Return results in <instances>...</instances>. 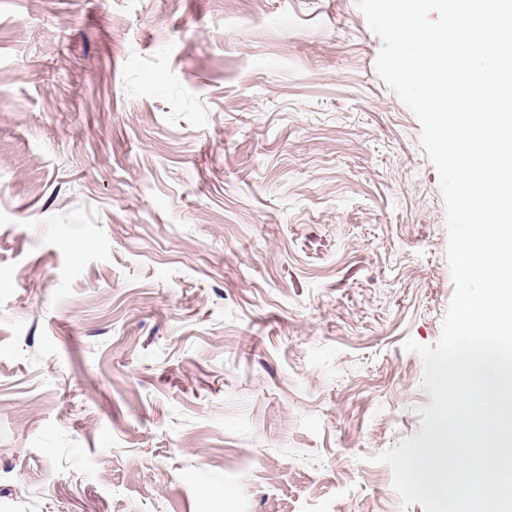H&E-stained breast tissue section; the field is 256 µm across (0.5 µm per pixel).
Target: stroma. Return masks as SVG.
<instances>
[{
	"instance_id": "1",
	"label": "stroma",
	"mask_w": 512,
	"mask_h": 512,
	"mask_svg": "<svg viewBox=\"0 0 512 512\" xmlns=\"http://www.w3.org/2000/svg\"><path fill=\"white\" fill-rule=\"evenodd\" d=\"M358 0H0V512H423L439 175Z\"/></svg>"
}]
</instances>
